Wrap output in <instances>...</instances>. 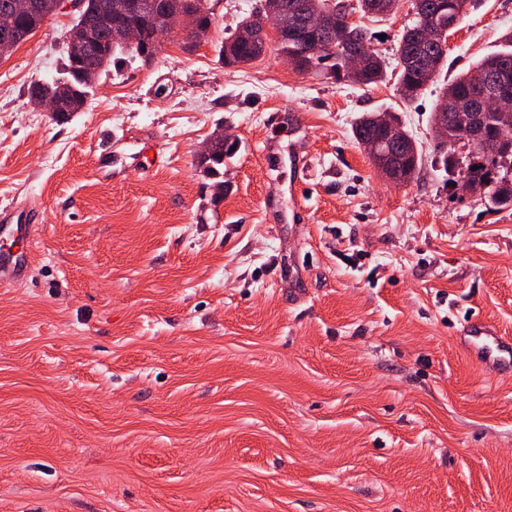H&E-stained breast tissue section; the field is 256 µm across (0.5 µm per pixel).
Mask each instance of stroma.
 <instances>
[{
  "label": "stroma",
  "instance_id": "stroma-1",
  "mask_svg": "<svg viewBox=\"0 0 512 512\" xmlns=\"http://www.w3.org/2000/svg\"><path fill=\"white\" fill-rule=\"evenodd\" d=\"M260 4L209 0L195 48L110 66L64 122L29 87L64 68L71 0L0 59V204L43 224L0 289V512H512V378L460 343L472 315L512 336V208L462 195L430 121L512 0H472L411 102L410 0L356 19L371 85L272 49L225 66ZM379 111L423 148L411 183L353 137ZM218 133L237 149L214 180ZM216 141H224V150L234 144V142L224 139L223 134L216 135L205 144V146L199 151L198 156H209L212 144ZM224 150L216 151L211 155L207 162L208 166L201 170L204 174L208 176L220 175V168L221 166H224Z\"/></svg>",
  "mask_w": 512,
  "mask_h": 512
}]
</instances>
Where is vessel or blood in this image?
I'll use <instances>...</instances> for the list:
<instances>
[{"label":"vessel or blood","mask_w":512,"mask_h":512,"mask_svg":"<svg viewBox=\"0 0 512 512\" xmlns=\"http://www.w3.org/2000/svg\"><path fill=\"white\" fill-rule=\"evenodd\" d=\"M36 210L16 205L0 206V288L26 277L31 269L30 247L40 231ZM469 343L476 359L512 374V340L496 335L481 324L470 326Z\"/></svg>","instance_id":"1"}]
</instances>
